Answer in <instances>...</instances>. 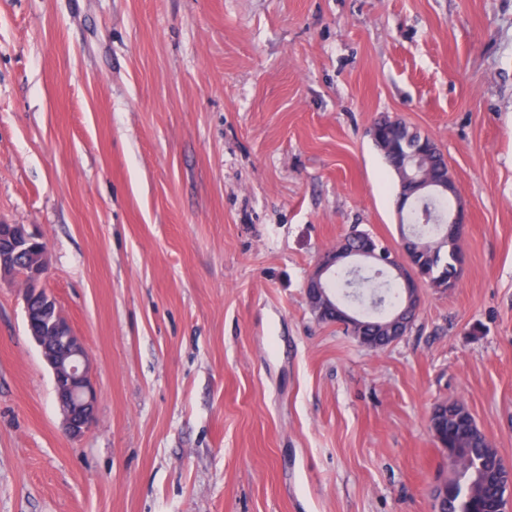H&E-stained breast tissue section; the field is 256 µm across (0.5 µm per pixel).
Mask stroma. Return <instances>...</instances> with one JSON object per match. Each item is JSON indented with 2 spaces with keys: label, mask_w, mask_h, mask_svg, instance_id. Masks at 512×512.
<instances>
[{
  "label": "stroma",
  "mask_w": 512,
  "mask_h": 512,
  "mask_svg": "<svg viewBox=\"0 0 512 512\" xmlns=\"http://www.w3.org/2000/svg\"><path fill=\"white\" fill-rule=\"evenodd\" d=\"M383 117L469 226L375 351L304 283L352 228L399 244ZM0 222L97 391L69 438L0 281V512H433L442 401L512 465V0H0Z\"/></svg>",
  "instance_id": "obj_1"
}]
</instances>
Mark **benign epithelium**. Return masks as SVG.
Returning a JSON list of instances; mask_svg holds the SVG:
<instances>
[{
  "label": "benign epithelium",
  "instance_id": "1",
  "mask_svg": "<svg viewBox=\"0 0 512 512\" xmlns=\"http://www.w3.org/2000/svg\"><path fill=\"white\" fill-rule=\"evenodd\" d=\"M448 192L454 208L448 217V236L461 243L466 234L467 219L460 201L454 177L448 184L437 183L421 174L399 196L397 206L410 208L419 196ZM423 245L418 239H403L392 257L389 267L401 278L405 304L389 312L384 327L372 341L355 333L361 324V314L336 303L331 291L336 270L348 265L358 269L371 266L369 248L355 249L343 238L319 256L307 276L305 292L310 310L320 320H332L347 329L349 334L371 348H383L402 337L404 327L410 324L409 314L419 311L422 303V280L416 274L423 261ZM47 272V247L42 237L23 224L0 223V280L8 278L24 284L23 301L27 328L40 347L42 357L53 373L58 387L57 403L64 418V431L78 438L84 435L96 420L97 392L91 378L84 340L72 328L56 299L43 286Z\"/></svg>",
  "mask_w": 512,
  "mask_h": 512
}]
</instances>
